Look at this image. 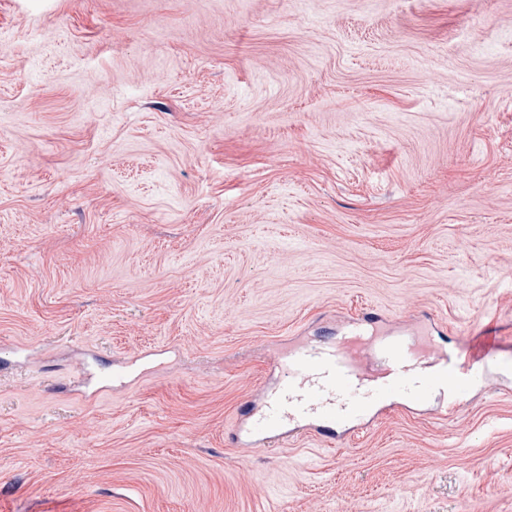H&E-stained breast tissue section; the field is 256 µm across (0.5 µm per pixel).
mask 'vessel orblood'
I'll return each instance as SVG.
<instances>
[{"label": "vessel or blood", "instance_id": "b4317fda", "mask_svg": "<svg viewBox=\"0 0 512 512\" xmlns=\"http://www.w3.org/2000/svg\"><path fill=\"white\" fill-rule=\"evenodd\" d=\"M486 358L510 368L512 346L493 340L480 355L439 353L426 328L393 329L368 312L336 341L289 347L281 384L267 396L254 431L263 440L292 427L332 437L384 405H422L438 395L453 411L480 383L478 365Z\"/></svg>", "mask_w": 512, "mask_h": 512}]
</instances>
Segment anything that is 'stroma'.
Returning <instances> with one entry per match:
<instances>
[{
    "label": "stroma",
    "instance_id": "1",
    "mask_svg": "<svg viewBox=\"0 0 512 512\" xmlns=\"http://www.w3.org/2000/svg\"><path fill=\"white\" fill-rule=\"evenodd\" d=\"M369 307L512 324V0H0V512H512V369L232 446Z\"/></svg>",
    "mask_w": 512,
    "mask_h": 512
}]
</instances>
